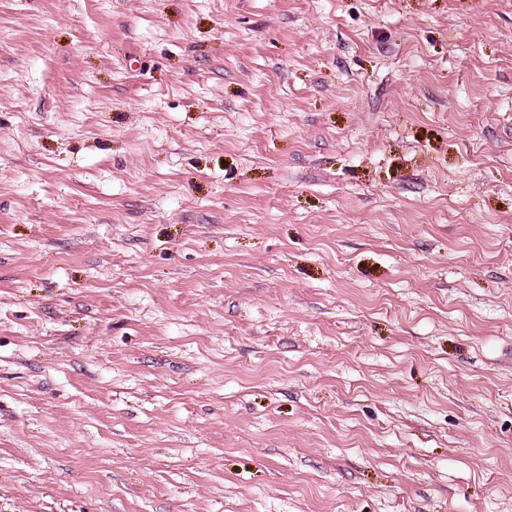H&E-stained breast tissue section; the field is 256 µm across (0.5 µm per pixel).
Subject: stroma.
Here are the masks:
<instances>
[{
  "label": "stroma",
  "instance_id": "1",
  "mask_svg": "<svg viewBox=\"0 0 512 512\" xmlns=\"http://www.w3.org/2000/svg\"><path fill=\"white\" fill-rule=\"evenodd\" d=\"M0 512H512V0H0Z\"/></svg>",
  "mask_w": 512,
  "mask_h": 512
}]
</instances>
